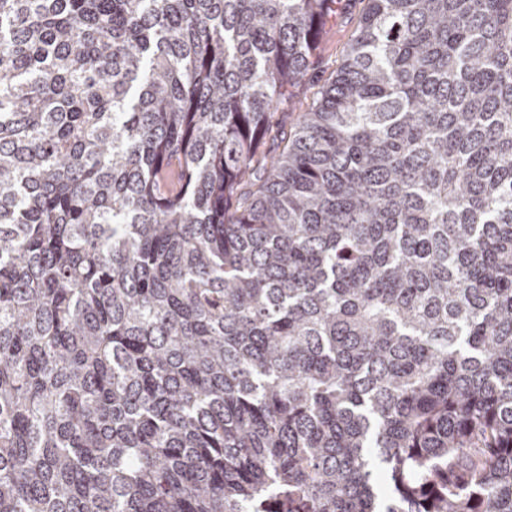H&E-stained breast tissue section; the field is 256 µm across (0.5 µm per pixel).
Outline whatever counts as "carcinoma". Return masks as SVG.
I'll use <instances>...</instances> for the list:
<instances>
[{
  "label": "carcinoma",
  "instance_id": "obj_1",
  "mask_svg": "<svg viewBox=\"0 0 512 512\" xmlns=\"http://www.w3.org/2000/svg\"><path fill=\"white\" fill-rule=\"evenodd\" d=\"M0 0V512H512V0ZM362 0H342L336 3V11L328 18L322 37L317 62L304 78L302 84L292 91L288 112H301L310 102L313 94L324 82L335 74L342 54L355 35V29L365 5Z\"/></svg>",
  "mask_w": 512,
  "mask_h": 512
}]
</instances>
